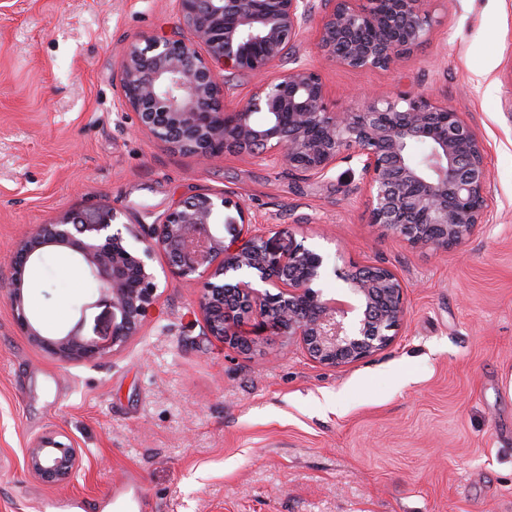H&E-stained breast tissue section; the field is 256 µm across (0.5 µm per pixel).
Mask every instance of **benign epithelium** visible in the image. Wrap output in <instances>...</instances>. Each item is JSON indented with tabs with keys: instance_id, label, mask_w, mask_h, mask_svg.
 Here are the masks:
<instances>
[{
	"instance_id": "7a95c632",
	"label": "benign epithelium",
	"mask_w": 512,
	"mask_h": 512,
	"mask_svg": "<svg viewBox=\"0 0 512 512\" xmlns=\"http://www.w3.org/2000/svg\"><path fill=\"white\" fill-rule=\"evenodd\" d=\"M177 2L190 36L128 44L116 74L123 105L157 143L203 161L248 157L303 180L354 160L359 181L348 191L366 195L369 223L415 249L460 247L489 223L488 147L461 113L419 92L364 96L354 108L331 111L319 74L289 52L314 24L325 60L389 69L428 41L435 23L428 0ZM239 74L260 83L228 109L231 77ZM419 141L430 151L415 164L407 149ZM140 228L134 232L115 212H81L27 233L14 251L7 294L23 333L60 361L106 358L154 305L151 262L159 253L173 277L201 284L197 305L207 335L241 353L254 346L241 325L258 314L313 361L343 367L387 349L407 314L406 286L385 265L335 270L356 304L325 297L315 288L324 257L302 245L272 250L227 193L193 194ZM51 247L67 250L98 283L112 308L109 336L88 338L77 325L47 339L31 322L24 275ZM250 274L277 292L256 288ZM81 465V449L61 433L43 434L26 449L27 471L49 485L71 483Z\"/></svg>"
}]
</instances>
